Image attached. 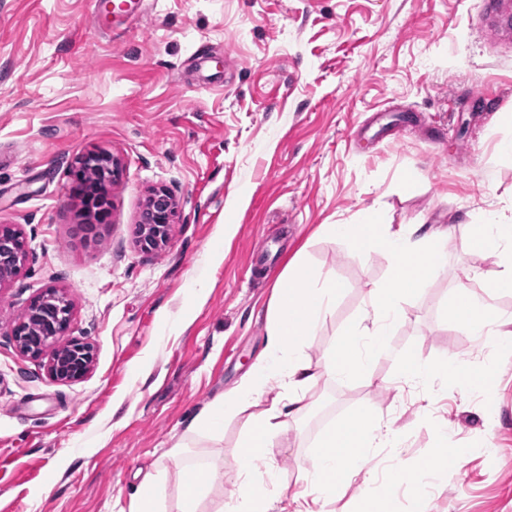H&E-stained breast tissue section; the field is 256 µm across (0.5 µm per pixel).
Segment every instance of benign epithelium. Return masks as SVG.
I'll use <instances>...</instances> for the list:
<instances>
[{
    "label": "benign epithelium",
    "mask_w": 512,
    "mask_h": 512,
    "mask_svg": "<svg viewBox=\"0 0 512 512\" xmlns=\"http://www.w3.org/2000/svg\"><path fill=\"white\" fill-rule=\"evenodd\" d=\"M77 190L83 195L84 206L102 221L107 218L103 183L98 178L84 181L75 176ZM175 200L165 189H159L150 197L138 224V243L142 251L154 253L167 242ZM26 253V241L9 227L0 229V284L17 275ZM61 296L55 288L47 289L29 306L27 313L12 330L17 350L27 356L39 357L50 352L48 373L58 382H73L83 378L93 361V346L82 340H69L60 344L69 324L38 310L41 302H51Z\"/></svg>",
    "instance_id": "1"
}]
</instances>
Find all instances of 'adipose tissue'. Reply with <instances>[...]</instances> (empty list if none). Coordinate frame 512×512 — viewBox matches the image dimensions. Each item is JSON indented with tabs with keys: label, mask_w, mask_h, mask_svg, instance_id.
I'll use <instances>...</instances> for the list:
<instances>
[{
	"label": "adipose tissue",
	"mask_w": 512,
	"mask_h": 512,
	"mask_svg": "<svg viewBox=\"0 0 512 512\" xmlns=\"http://www.w3.org/2000/svg\"><path fill=\"white\" fill-rule=\"evenodd\" d=\"M332 235L347 240L360 252L380 253L389 264L386 282L371 287L362 320L344 331L334 351L324 359L325 374L351 380L370 373V364L391 357L402 381L428 384L435 378L482 390L492 386L498 369L459 357L440 365L421 361L412 351L391 352L387 337L391 326L404 315L408 296L426 284L448 248L445 228L410 224L398 229L371 214L357 224H333ZM470 246L494 255L500 266L491 280V292L481 296L467 286L454 294L456 315L473 336L493 345L512 342V316L493 302L494 293L512 291V220L497 213L474 210L469 224ZM343 285L313 265L296 262L278 284L268 320L266 345L249 375L235 388L216 398L190 422L193 435L212 441L224 437V421L244 415L242 434L232 457L236 494L231 512H270L268 486L274 475L260 471L279 433L307 409L306 391L315 379L304 359L302 346L335 305ZM276 397H268L269 389ZM390 449L400 455L398 430L381 421L352 417L348 426L331 428L316 444L309 486L295 512H322L321 504L336 493L354 472L367 467L370 451Z\"/></svg>",
	"instance_id": "obj_1"
}]
</instances>
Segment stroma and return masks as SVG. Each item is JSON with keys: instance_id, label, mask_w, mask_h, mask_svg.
<instances>
[{"instance_id": "35a3bbf8", "label": "stroma", "mask_w": 512, "mask_h": 512, "mask_svg": "<svg viewBox=\"0 0 512 512\" xmlns=\"http://www.w3.org/2000/svg\"><path fill=\"white\" fill-rule=\"evenodd\" d=\"M511 6L151 0L116 37L89 0H0V225L27 242L0 288V512H127L137 471L174 476L231 457L240 420L218 443L185 437L189 422L262 353L274 287L295 256L345 285L303 347L312 365L360 319L387 262L326 227L368 210L396 226L452 225L388 342L430 364L498 365L495 415L481 393L444 379L399 381L387 358L356 381L319 375L310 408L270 450L274 506L306 489L319 436L361 414L402 432L398 458L376 448L370 462L410 475L400 512L415 486L430 491V512H512V350L472 336L453 301L462 284L483 293L498 269L468 244L470 212L512 215V159L497 151L512 139V34L500 18ZM91 151L118 163L92 240L71 175ZM158 187L177 214L165 248L147 255L136 231ZM50 287L73 303L68 338L94 347L75 382L53 380L46 358L22 356L10 336ZM443 429L471 453L434 476L419 464Z\"/></svg>"}]
</instances>
